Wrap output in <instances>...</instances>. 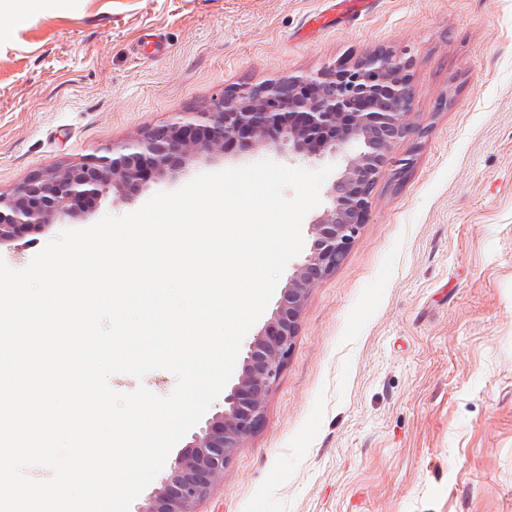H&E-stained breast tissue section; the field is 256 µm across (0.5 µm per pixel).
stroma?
Segmentation results:
<instances>
[{"label":"stroma","instance_id":"stroma-1","mask_svg":"<svg viewBox=\"0 0 512 512\" xmlns=\"http://www.w3.org/2000/svg\"><path fill=\"white\" fill-rule=\"evenodd\" d=\"M324 0H49L0 14V193L205 107L223 89L390 51L411 63L414 154L309 295L264 418L199 512H512V0H381L310 38ZM227 148L92 221L202 173ZM62 230L0 246L25 268ZM110 387L165 397L175 374Z\"/></svg>","mask_w":512,"mask_h":512}]
</instances>
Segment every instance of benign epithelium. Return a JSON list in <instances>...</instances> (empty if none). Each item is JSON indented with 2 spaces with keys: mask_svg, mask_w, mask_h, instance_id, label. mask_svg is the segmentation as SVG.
<instances>
[{
  "mask_svg": "<svg viewBox=\"0 0 512 512\" xmlns=\"http://www.w3.org/2000/svg\"><path fill=\"white\" fill-rule=\"evenodd\" d=\"M410 64L392 52L316 73L241 84L207 106L67 165L39 172L0 194V245L51 224L86 218L111 193L132 201L150 182L176 180L190 162L230 143L276 155L341 158L329 205L310 224L312 242L293 266L272 316L248 345L242 372L216 413L178 454L138 512H197L263 419L268 392L297 336L310 292L343 262L358 238L392 146L411 132Z\"/></svg>",
  "mask_w": 512,
  "mask_h": 512,
  "instance_id": "obj_1",
  "label": "benign epithelium"
}]
</instances>
